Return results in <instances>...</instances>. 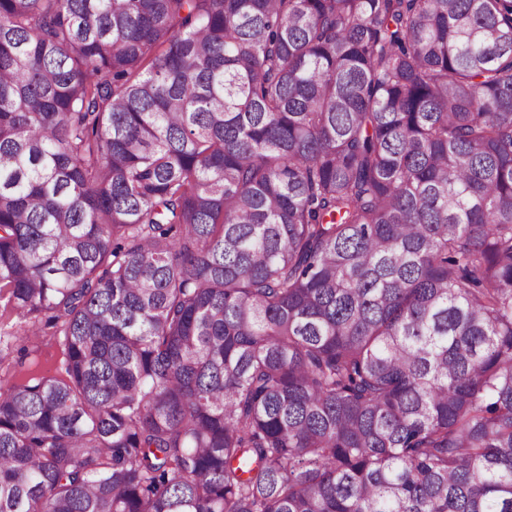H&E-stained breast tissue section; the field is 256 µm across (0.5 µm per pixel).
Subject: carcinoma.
<instances>
[{
	"mask_svg": "<svg viewBox=\"0 0 512 512\" xmlns=\"http://www.w3.org/2000/svg\"><path fill=\"white\" fill-rule=\"evenodd\" d=\"M42 314L0 512H512V0H0Z\"/></svg>",
	"mask_w": 512,
	"mask_h": 512,
	"instance_id": "cac0c4a2",
	"label": "carcinoma"
}]
</instances>
